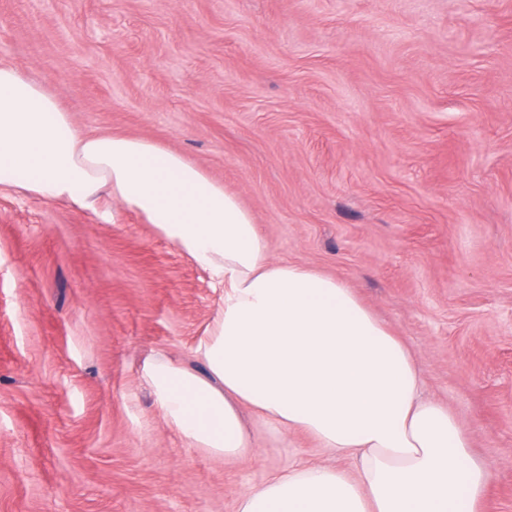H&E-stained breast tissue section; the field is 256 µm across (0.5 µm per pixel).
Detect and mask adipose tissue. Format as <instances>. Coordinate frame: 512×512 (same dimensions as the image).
Wrapping results in <instances>:
<instances>
[{"label": "adipose tissue", "instance_id": "1", "mask_svg": "<svg viewBox=\"0 0 512 512\" xmlns=\"http://www.w3.org/2000/svg\"><path fill=\"white\" fill-rule=\"evenodd\" d=\"M3 188L93 212L120 202L223 285L196 346L207 375L161 353L144 369L191 447L248 452L249 413L352 463L298 464L244 491L237 512H484L493 475L460 420L423 397L402 340L341 281L273 260L250 211L185 156L85 134L43 85L0 64Z\"/></svg>", "mask_w": 512, "mask_h": 512}]
</instances>
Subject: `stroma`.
I'll return each mask as SVG.
<instances>
[{"label": "stroma", "mask_w": 512, "mask_h": 512, "mask_svg": "<svg viewBox=\"0 0 512 512\" xmlns=\"http://www.w3.org/2000/svg\"><path fill=\"white\" fill-rule=\"evenodd\" d=\"M0 62L88 135L154 141L252 213L274 260L405 342L512 512V0H0ZM224 288L136 213L0 190V512H237L310 462L258 420L226 460L143 378Z\"/></svg>", "instance_id": "stroma-1"}]
</instances>
